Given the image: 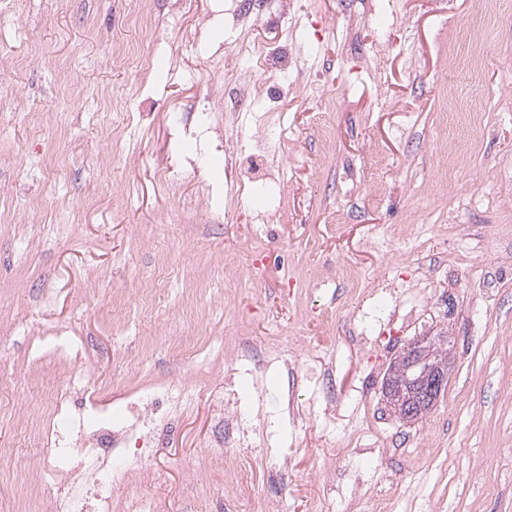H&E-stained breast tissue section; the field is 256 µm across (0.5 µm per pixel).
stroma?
<instances>
[{
  "label": "stroma",
  "mask_w": 512,
  "mask_h": 512,
  "mask_svg": "<svg viewBox=\"0 0 512 512\" xmlns=\"http://www.w3.org/2000/svg\"><path fill=\"white\" fill-rule=\"evenodd\" d=\"M241 2L0 0V512L49 498L24 419L62 329L113 407L198 390L112 512H512V25L473 0H297L284 182L232 212L222 60L277 33L234 29ZM442 331L448 387L403 422L388 367ZM248 343L274 358L258 386ZM228 382L246 445L211 458Z\"/></svg>",
  "instance_id": "1"
}]
</instances>
